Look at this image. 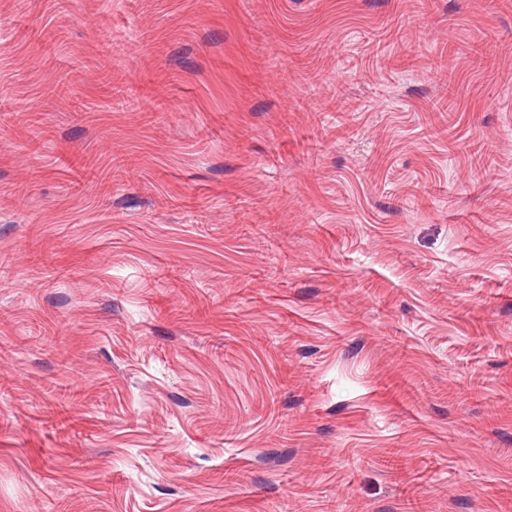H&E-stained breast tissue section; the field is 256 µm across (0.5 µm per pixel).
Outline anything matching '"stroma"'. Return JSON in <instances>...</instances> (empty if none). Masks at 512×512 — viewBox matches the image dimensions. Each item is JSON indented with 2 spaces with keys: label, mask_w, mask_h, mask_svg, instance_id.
<instances>
[{
  "label": "stroma",
  "mask_w": 512,
  "mask_h": 512,
  "mask_svg": "<svg viewBox=\"0 0 512 512\" xmlns=\"http://www.w3.org/2000/svg\"><path fill=\"white\" fill-rule=\"evenodd\" d=\"M0 512H512V0H0Z\"/></svg>",
  "instance_id": "35a3bbf8"
}]
</instances>
